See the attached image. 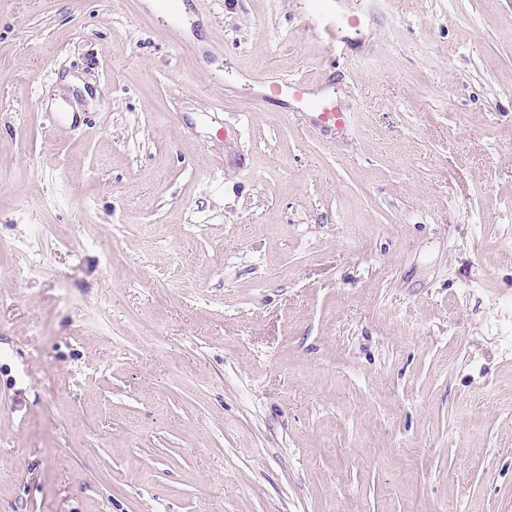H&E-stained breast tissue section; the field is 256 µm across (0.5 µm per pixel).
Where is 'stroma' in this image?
I'll return each instance as SVG.
<instances>
[{"label":"stroma","mask_w":512,"mask_h":512,"mask_svg":"<svg viewBox=\"0 0 512 512\" xmlns=\"http://www.w3.org/2000/svg\"><path fill=\"white\" fill-rule=\"evenodd\" d=\"M183 2L0 0V512H512V0ZM314 4V16L310 30L315 35L327 39L333 45L336 52L345 56L348 54L347 39L344 32L347 28H356L360 24L357 16H346L336 10L321 4L320 1L311 0ZM278 93L287 95L303 103L311 113V124L324 131L336 132L344 129L351 121V112H345L336 106V97L331 93L314 94L308 91L307 84L301 79L283 78L269 85Z\"/></svg>","instance_id":"obj_1"}]
</instances>
